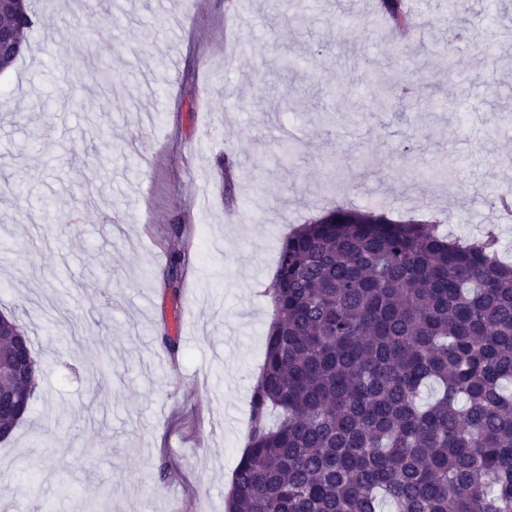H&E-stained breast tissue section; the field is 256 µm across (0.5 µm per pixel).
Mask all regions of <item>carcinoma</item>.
<instances>
[{"instance_id":"obj_1","label":"carcinoma","mask_w":512,"mask_h":512,"mask_svg":"<svg viewBox=\"0 0 512 512\" xmlns=\"http://www.w3.org/2000/svg\"><path fill=\"white\" fill-rule=\"evenodd\" d=\"M383 9L404 22L401 0ZM0 23L27 45V0ZM265 294L224 512H512V264L494 230L338 208L283 238Z\"/></svg>"}]
</instances>
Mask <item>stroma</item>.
<instances>
[{
	"label": "stroma",
	"mask_w": 512,
	"mask_h": 512,
	"mask_svg": "<svg viewBox=\"0 0 512 512\" xmlns=\"http://www.w3.org/2000/svg\"><path fill=\"white\" fill-rule=\"evenodd\" d=\"M156 3L30 0L0 73V312L41 369L0 512H224L279 239L341 203L475 236L512 186V0H465L451 60L447 0L405 42L379 0Z\"/></svg>",
	"instance_id": "35a3bbf8"
}]
</instances>
